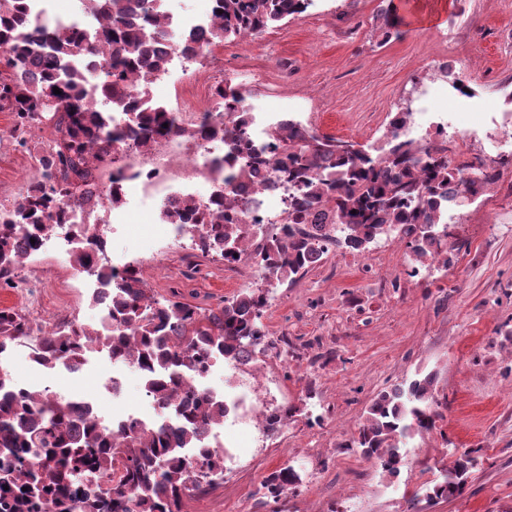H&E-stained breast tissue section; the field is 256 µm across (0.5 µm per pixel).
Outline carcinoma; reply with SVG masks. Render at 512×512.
<instances>
[{"instance_id":"obj_1","label":"carcinoma","mask_w":512,"mask_h":512,"mask_svg":"<svg viewBox=\"0 0 512 512\" xmlns=\"http://www.w3.org/2000/svg\"><path fill=\"white\" fill-rule=\"evenodd\" d=\"M129 2L82 0L98 31L94 43L47 20L30 0H0V112L13 113L19 130L45 122L56 132L41 158L40 179L11 206L0 204V288L14 287L18 266L67 223L69 211L92 212L118 202L102 193L100 180L101 169L115 160L118 137L139 146L172 134L193 140L220 135L246 155L208 200H190L165 214L173 224L194 220L189 228L199 232L196 248L228 264L239 261L250 234L244 217L224 223V197L233 183L271 165L298 193L290 201L288 223L252 255L262 271L260 284L206 312L181 301L176 291L163 303L154 299L134 266L116 277L103 235L79 226L72 262L111 289L112 327L100 330L71 320L45 333L30 347V356L42 367L62 363L75 369L86 352L99 348L142 373L146 396L165 416L152 423L132 419L111 433L91 407L82 410L46 388L19 392L0 371V512H130L131 502L136 512H184L191 493L214 487L224 476V458L207 447L205 436L230 411L213 394L196 393L190 380L214 361L238 363L267 340L262 316L277 286L303 275L330 250L362 252L391 234L406 242L420 266L431 261L446 268L454 247L448 245L438 200L448 197V182L464 185L454 199L460 207L498 177L497 167L482 161L450 167L445 139L422 150L401 138L398 130L410 116L404 111L391 117L384 145L374 154L290 123L268 156L251 144L245 97L232 86L215 89L226 111L207 113L195 130L182 128L146 89L164 69L154 45L167 31L148 5L137 13ZM308 2L218 0L222 13L205 46L188 45L184 53L196 58L212 44L275 28L302 13ZM380 17L385 38L398 33L402 18L392 7L380 9ZM95 73L103 109L87 100L86 86ZM114 112L125 116L116 137ZM322 207L329 210V223L309 222L311 211ZM31 333L22 315L0 309V353L27 345ZM439 407L431 373L391 385L365 408L357 437L344 448L394 476L409 441L435 428ZM292 412L282 407L268 413L266 429L278 430ZM186 448L197 449L189 464L182 460ZM475 465L474 451H464L425 494L412 496V506L457 498ZM302 483L295 467L276 469L260 483L256 505L283 512V499Z\"/></svg>"}]
</instances>
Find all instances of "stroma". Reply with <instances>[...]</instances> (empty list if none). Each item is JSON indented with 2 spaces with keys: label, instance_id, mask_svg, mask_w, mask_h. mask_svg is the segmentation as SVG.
<instances>
[{
  "label": "stroma",
  "instance_id": "obj_1",
  "mask_svg": "<svg viewBox=\"0 0 512 512\" xmlns=\"http://www.w3.org/2000/svg\"><path fill=\"white\" fill-rule=\"evenodd\" d=\"M404 18L397 36L384 38L380 0H312L280 28L212 45L194 62L203 81L184 87L181 71L153 82L148 93L169 110L183 103L211 105V78L225 60L266 57L262 80L241 68L238 81L258 96L264 112L296 113L320 133L381 144L397 109L452 119L449 132H469L474 155L502 162L494 188L454 209L448 219L456 244L451 266L417 269L405 242L381 237L365 252H330L293 282L279 286L262 318L269 336L288 344L257 354L265 409L296 408L279 431L260 420L225 428L233 463L223 480L185 501V512H258L254 493L276 468L304 470L305 484L290 494L285 512H408L450 465L453 448L478 451L463 494L425 512H512V142L499 136L512 124V0H394ZM460 37L449 40L451 29ZM447 62L448 78L437 65ZM463 81L466 92L455 83ZM426 98H418L420 87ZM0 112V204L19 199L38 174V157L54 137L45 125L15 133ZM122 209L98 211L105 256L118 264L141 260L156 299L179 292L191 305L213 309L238 294L224 261L203 255L191 239L174 243L160 203L138 206L134 185ZM62 236L49 239L17 270L16 287L0 288V309L35 304L39 333L68 315L93 324L97 313L73 267ZM0 370L24 388H49L65 399H90L105 423L156 412L140 372L95 353L81 370H47L18 346ZM434 374L441 419L408 445L409 464L398 476L344 445L365 406L385 385ZM121 395L106 389L113 377ZM322 415L309 425L312 415Z\"/></svg>",
  "mask_w": 512,
  "mask_h": 512
}]
</instances>
